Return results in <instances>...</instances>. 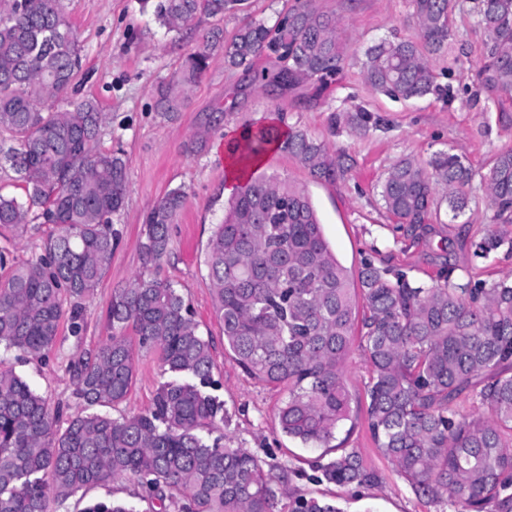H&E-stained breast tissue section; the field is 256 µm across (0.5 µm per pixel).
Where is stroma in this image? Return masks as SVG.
Returning <instances> with one entry per match:
<instances>
[{
	"label": "stroma",
	"instance_id": "1",
	"mask_svg": "<svg viewBox=\"0 0 512 512\" xmlns=\"http://www.w3.org/2000/svg\"><path fill=\"white\" fill-rule=\"evenodd\" d=\"M285 3L245 0L240 10L220 19L198 15L175 34L152 14L141 12L138 0H62L63 16L75 29L81 49L82 92L95 98L108 115L99 145L123 149L129 195L113 217L118 244L98 288L85 301L82 335L61 332L52 349L38 358L21 359L0 351V360L13 366L50 405L72 403L74 385L67 365L111 335L107 309L113 290L127 286L137 275L156 271L143 260L141 224L156 200L179 188L187 195L186 204L172 226L169 254L157 272L173 281L190 304L199 333L212 342V392L223 400L228 415L222 429L225 446L247 449L272 465L275 480L289 491L325 495L343 512H457L447 502L417 497L377 452L367 427L370 366L356 347L347 360L351 418L336 437L345 447L359 449L380 480L368 488L318 481V450L302 447L279 430L276 411L287 397L286 389L251 378L225 350L204 255L215 224L224 219L228 200L219 149L224 131L247 124L265 126L274 115L280 126L301 128L325 139L331 151L347 158L348 171L333 182L313 179L284 154H271L263 169L306 190L330 247L348 269L358 270L369 260L428 287L447 278L460 282L512 274L511 249L503 247L485 257L476 252L484 229L494 224L486 191L491 160L512 148V124L499 118L500 113H512V98L499 103L476 92L475 67L482 57L485 31L472 0H456L448 51L429 58L440 93L412 100L374 92L362 68L369 46L385 39L417 38L411 0H317L322 10L335 14L347 55V65L335 83L318 91L307 82L271 96L249 87L241 71L225 67L218 51L200 82L189 88L176 119H164L155 111V87L172 79L208 29L220 25L229 36L254 19L274 24ZM358 107L372 116L368 129L348 121ZM210 114L218 121L205 149L188 152L190 140ZM439 151L458 154L474 171L465 216L451 220L446 191L439 186L427 223H397L380 196L389 168L403 158L427 164ZM159 380L157 354L139 353L136 382L117 414L147 411Z\"/></svg>",
	"mask_w": 512,
	"mask_h": 512
}]
</instances>
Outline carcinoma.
<instances>
[{"instance_id": "cac0c4a2", "label": "carcinoma", "mask_w": 512, "mask_h": 512, "mask_svg": "<svg viewBox=\"0 0 512 512\" xmlns=\"http://www.w3.org/2000/svg\"><path fill=\"white\" fill-rule=\"evenodd\" d=\"M244 0H139L179 31L197 14L222 17ZM419 40L383 41L365 51L364 78L377 92L410 100L440 91L426 55L447 51L453 0H412ZM488 31L478 89L512 94V0H476ZM288 26L252 20L231 37L211 28L177 75L155 88L163 117L178 115L185 91L207 71L217 48L224 65L251 85L279 95L302 82L336 81L346 54L336 16L317 0H294ZM275 60L258 66L262 56ZM82 69L61 0L0 3V137L13 142L6 162L24 196L0 193V237L35 220L53 226L41 253L19 264L0 249V346L32 356L48 352L67 326L83 329V301L112 262V217L125 206L123 151L102 150L106 113L91 97L71 99ZM246 157L270 150L298 160L316 179L334 181L345 159L326 141L294 129L277 136L249 126ZM430 169L402 159L381 186L384 207L400 224H424L434 186L448 188L452 219L465 214L474 172L439 152ZM495 220L512 224V149L496 154L487 174ZM186 194L172 189L142 224L141 253L167 257L171 226ZM508 240L487 230L486 255ZM224 348L250 376L288 390L278 407L281 431L329 457L323 481L371 487L380 480L359 451L332 444L350 417L344 365L354 339L368 360V426L378 453L413 492L446 500L458 512H512V280L448 281L415 286L403 273L365 262L353 276L325 238L309 194L278 176L252 172L228 200L204 257ZM112 336L68 365L76 410L50 406L0 363V512H58L71 497L119 479L135 480L158 512H274L271 470L244 448L211 438L224 403L206 388L214 367L210 341L172 282L136 276L114 291ZM154 350L162 375L152 408L114 417L136 381L135 354ZM478 398L489 414L462 416L453 406ZM81 512H134L96 502ZM288 512H343L315 497H289Z\"/></svg>"}]
</instances>
